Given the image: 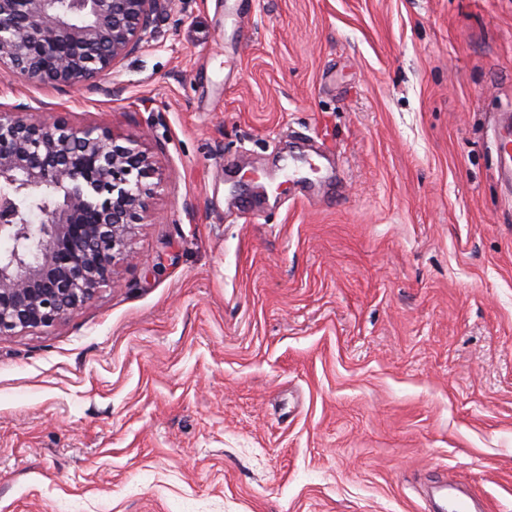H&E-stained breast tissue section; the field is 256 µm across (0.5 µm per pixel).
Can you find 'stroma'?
<instances>
[{"label": "stroma", "mask_w": 512, "mask_h": 512, "mask_svg": "<svg viewBox=\"0 0 512 512\" xmlns=\"http://www.w3.org/2000/svg\"><path fill=\"white\" fill-rule=\"evenodd\" d=\"M252 2L163 0L100 91L0 68L155 187L112 286L0 336V512H512V0ZM497 173L508 191L512 190V115L503 114L498 119L496 141Z\"/></svg>", "instance_id": "1"}]
</instances>
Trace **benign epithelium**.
Listing matches in <instances>:
<instances>
[{
    "instance_id": "1",
    "label": "benign epithelium",
    "mask_w": 512,
    "mask_h": 512,
    "mask_svg": "<svg viewBox=\"0 0 512 512\" xmlns=\"http://www.w3.org/2000/svg\"><path fill=\"white\" fill-rule=\"evenodd\" d=\"M162 0H0V67L31 83L103 89ZM135 139L0 110V335L49 328L112 284L153 187ZM45 219L31 222L29 213Z\"/></svg>"
}]
</instances>
